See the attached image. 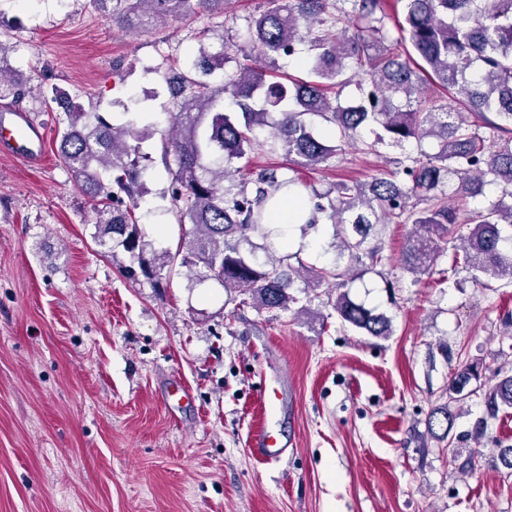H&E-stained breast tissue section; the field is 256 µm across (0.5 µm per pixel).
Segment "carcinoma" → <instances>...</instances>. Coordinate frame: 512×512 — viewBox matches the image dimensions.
I'll use <instances>...</instances> for the list:
<instances>
[{
  "label": "carcinoma",
  "instance_id": "cac0c4a2",
  "mask_svg": "<svg viewBox=\"0 0 512 512\" xmlns=\"http://www.w3.org/2000/svg\"><path fill=\"white\" fill-rule=\"evenodd\" d=\"M226 0H90L111 25L147 31L171 18L222 12ZM403 13L388 27L387 0H265L249 25L250 43L270 60L293 56L308 45L304 58L309 81H271L263 68L241 65L218 86L176 70L162 73L178 111L168 113L166 128L139 102L113 118L85 112L64 89L51 101L64 114L57 152L75 176L79 190L97 200L93 237L108 247L112 261L129 277L142 275L155 286L176 268L204 269L201 279L216 281L225 293H244L258 313L288 311L298 302L294 275L307 271L313 286L334 281L339 261L372 266L382 260L381 246L364 247L373 230L411 224L403 268L414 278L431 271L448 244L453 224H470L464 262L474 281H512V204L459 209L455 198L495 186L512 197V0H403ZM227 55L202 45L192 68L210 75ZM357 82L358 95L347 105L336 94ZM28 79L0 65V100L16 102L30 88ZM440 89L453 104L437 108L426 89ZM333 126L337 139L315 129L310 118ZM370 130L365 143H416L383 177L339 182L326 192L276 169L236 178L233 161L255 150L283 151L296 164L316 170L342 145ZM160 135L161 163L169 176L162 199L182 225L190 228L172 253L154 247L135 209L146 195L144 173L153 162L142 143ZM306 197L294 223L273 222L279 202ZM334 228L336 254L328 267L309 266L300 253H278L276 242L296 234L307 237L319 216ZM261 243H255V240ZM296 264H291V261ZM334 309L360 333L390 335L391 321L343 292ZM482 377L466 364L452 382L470 384ZM495 414L512 407V375L484 394ZM484 457L473 448L462 456L448 449V462L472 471Z\"/></svg>",
  "mask_w": 512,
  "mask_h": 512
}]
</instances>
